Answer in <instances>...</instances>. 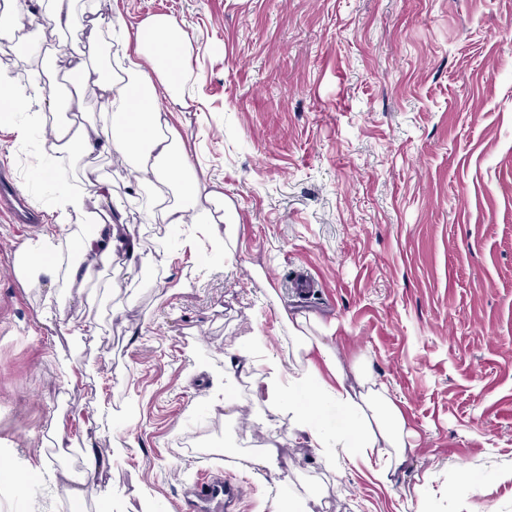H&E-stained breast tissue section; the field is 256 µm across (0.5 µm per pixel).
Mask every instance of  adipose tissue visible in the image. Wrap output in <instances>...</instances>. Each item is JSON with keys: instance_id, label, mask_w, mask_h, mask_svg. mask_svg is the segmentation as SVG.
<instances>
[{"instance_id": "ef3b65f1", "label": "adipose tissue", "mask_w": 512, "mask_h": 512, "mask_svg": "<svg viewBox=\"0 0 512 512\" xmlns=\"http://www.w3.org/2000/svg\"><path fill=\"white\" fill-rule=\"evenodd\" d=\"M41 9L46 28L62 32L86 21L95 29H106L124 46L119 74L91 76L83 55H69L46 41H33L25 33V20L34 9ZM0 52L26 53L50 58L62 70L72 87L95 81L99 113L92 124L67 117L56 120L51 131L57 152L82 158L105 151L122 159L127 183L132 191L127 203L114 200L107 179L96 178L79 191L62 190L49 216L56 227L82 228L77 239L79 259L60 261L51 252L21 251L20 272L30 283L66 279L69 284L84 283L88 270L82 260L88 256L112 257L122 252L127 268L136 267L142 250L135 236H119L117 226L125 219V206L136 203V193L144 187L172 189V202L163 205L164 223L179 225L187 220L204 225L216 247H223L228 230L221 212L224 195L203 192L202 178L190 163L178 131L171 125L173 112L187 105L183 81L188 72V52L178 22L157 16L139 24L126 23L121 12L105 16L92 13L79 18L75 0H0ZM32 113L43 120L46 112L57 110L58 98L52 80L34 70L26 83L19 84L6 70H0V103ZM292 333L294 356L301 362L298 374L287 372L284 364L274 363L268 374L260 376L257 387L267 413H288L296 435L308 439L317 454L361 459L374 477L389 482L392 473L405 466L413 449L414 431L402 408L383 382L362 362L344 365L331 344L335 323H323L313 315L298 314L287 321ZM319 335H311V328ZM319 356L324 371L308 366L311 356ZM308 378L313 389L308 400L290 401L297 377ZM334 406L347 421L337 431L333 445H326L316 418L323 408ZM84 470L71 487V474L46 458L37 464L11 472L13 481L38 479L53 495L64 496L70 505L85 501V484L93 482L107 466L93 448L83 450Z\"/></svg>"}]
</instances>
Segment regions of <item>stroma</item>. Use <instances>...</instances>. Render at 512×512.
I'll return each mask as SVG.
<instances>
[{
    "label": "stroma",
    "instance_id": "1",
    "mask_svg": "<svg viewBox=\"0 0 512 512\" xmlns=\"http://www.w3.org/2000/svg\"><path fill=\"white\" fill-rule=\"evenodd\" d=\"M127 23L181 26L196 98L175 112L191 164L216 182L231 236L208 255L193 225L159 235L125 273L90 258L83 287H27L16 262L41 228L0 217V450L82 470L107 458L85 512H190L203 466L245 482L236 512L275 493L313 512H512V0H122ZM49 129L15 141L0 170L40 215L54 204ZM73 184L124 167L72 160ZM336 323L341 360L364 359L400 401L415 447L393 486L341 459L328 470L287 416L265 414L255 371L225 374L253 337L257 364L286 357L282 311ZM96 334H81L85 321ZM72 360L70 370L54 362ZM224 373L226 406L214 402ZM63 428L79 442L59 452ZM125 451L112 453L115 441ZM278 450L276 475L238 456ZM472 475L457 485L459 467ZM38 483L0 480V512H45Z\"/></svg>",
    "mask_w": 512,
    "mask_h": 512
}]
</instances>
